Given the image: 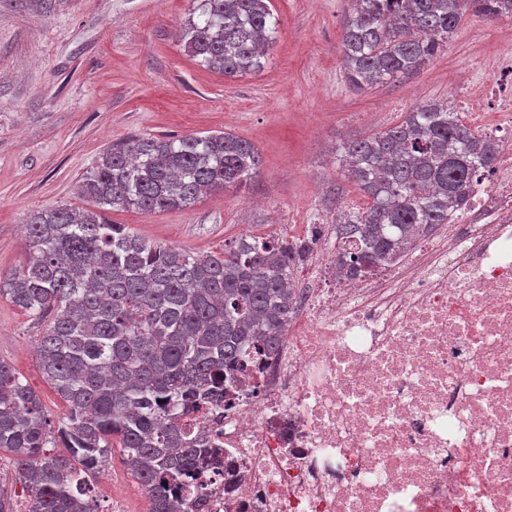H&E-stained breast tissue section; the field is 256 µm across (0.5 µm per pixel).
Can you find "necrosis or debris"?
Returning <instances> with one entry per match:
<instances>
[{"label":"necrosis or debris","instance_id":"1","mask_svg":"<svg viewBox=\"0 0 512 512\" xmlns=\"http://www.w3.org/2000/svg\"><path fill=\"white\" fill-rule=\"evenodd\" d=\"M461 95L493 110L496 163L372 276L317 243L278 352L178 414L211 451L179 512H512V39Z\"/></svg>","mask_w":512,"mask_h":512}]
</instances>
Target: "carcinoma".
Wrapping results in <instances>:
<instances>
[{"instance_id": "cac0c4a2", "label": "carcinoma", "mask_w": 512, "mask_h": 512, "mask_svg": "<svg viewBox=\"0 0 512 512\" xmlns=\"http://www.w3.org/2000/svg\"><path fill=\"white\" fill-rule=\"evenodd\" d=\"M342 19L347 82L362 90L421 70L455 34L467 10L511 17L512 0H352ZM279 19L270 0H192L179 42L200 67L226 78L264 68ZM493 141L448 101H427L385 131L342 146L363 209H339L336 265L353 279L448 223ZM255 145L234 134L139 136L105 149L82 175L96 208L34 211L28 262L0 275V297L37 319L39 368L68 413L53 427L39 396L0 360V448L16 453L30 489L24 512H94L89 477L123 450L149 488L151 512H177L171 484L206 449L183 442L174 412L218 396L224 367L247 349L272 352L293 310L308 238L244 236L220 253L193 254L145 240L109 211L152 215L259 174ZM62 441L66 452L54 450Z\"/></svg>"}]
</instances>
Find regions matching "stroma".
<instances>
[{
  "mask_svg": "<svg viewBox=\"0 0 512 512\" xmlns=\"http://www.w3.org/2000/svg\"><path fill=\"white\" fill-rule=\"evenodd\" d=\"M190 0H0V273L26 258L23 226L33 211L88 208L82 174L112 143L134 136L229 132L254 143L260 173L205 194L187 209L111 212L144 239L207 254L245 235L304 234L336 221L342 204L364 205L344 181L336 149L386 130L430 100H452L468 77L488 74L512 19L465 13L448 48L420 71L362 91L343 74L341 26L349 0H271L280 21L266 66L227 79L182 50L177 34ZM46 329L0 297V359L38 394L51 420L66 405L36 352ZM100 512L110 501L149 512L150 500L111 451L108 475L90 479Z\"/></svg>",
  "mask_w": 512,
  "mask_h": 512,
  "instance_id": "stroma-1",
  "label": "stroma"
}]
</instances>
